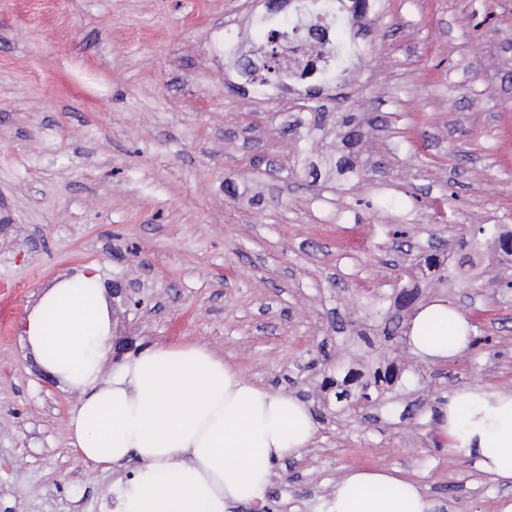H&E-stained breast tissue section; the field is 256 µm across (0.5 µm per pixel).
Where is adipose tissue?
Listing matches in <instances>:
<instances>
[{
  "instance_id": "adipose-tissue-1",
  "label": "adipose tissue",
  "mask_w": 512,
  "mask_h": 512,
  "mask_svg": "<svg viewBox=\"0 0 512 512\" xmlns=\"http://www.w3.org/2000/svg\"><path fill=\"white\" fill-rule=\"evenodd\" d=\"M97 270L62 279L28 313L24 337L48 374L79 401L67 427L84 458L107 468L137 460L117 512H232L261 502L275 467L299 457L317 433L298 398L246 380L203 345L154 344L103 374L110 315ZM473 328L445 299L409 322L411 354L443 365L468 348ZM438 427L449 448L477 456L481 471L512 484V391L464 386L448 395ZM421 485L396 469H354L335 484L328 512H430Z\"/></svg>"
}]
</instances>
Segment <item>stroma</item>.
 Listing matches in <instances>:
<instances>
[{"instance_id": "1", "label": "stroma", "mask_w": 512, "mask_h": 512, "mask_svg": "<svg viewBox=\"0 0 512 512\" xmlns=\"http://www.w3.org/2000/svg\"><path fill=\"white\" fill-rule=\"evenodd\" d=\"M265 11L0 0V512H105L137 468L77 455L79 394L36 375L18 327L88 265L102 288H139L110 309L122 359L199 343L311 410L315 443L236 512H325L339 477L377 467L416 480L434 512L512 506V485L436 426L459 387L512 389V255L476 232L512 230V0H384L340 32L365 55L322 88L306 137L293 128L305 85L260 98L224 56L228 41L250 53ZM348 153L359 175L335 168ZM433 298L479 339L446 366L406 346ZM377 303L384 317H364ZM339 371L385 380L356 411L326 383Z\"/></svg>"}]
</instances>
